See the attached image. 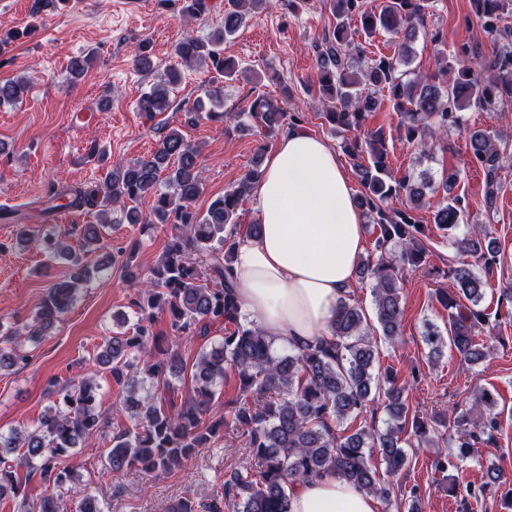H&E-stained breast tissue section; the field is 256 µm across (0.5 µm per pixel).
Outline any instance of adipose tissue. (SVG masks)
<instances>
[{
  "mask_svg": "<svg viewBox=\"0 0 512 512\" xmlns=\"http://www.w3.org/2000/svg\"><path fill=\"white\" fill-rule=\"evenodd\" d=\"M260 230L235 239L231 276L242 314L276 344L332 338L336 307L354 284L365 222L347 170L326 140L290 127L256 188ZM291 512H382L381 500L333 475L295 482Z\"/></svg>",
  "mask_w": 512,
  "mask_h": 512,
  "instance_id": "1",
  "label": "adipose tissue"
}]
</instances>
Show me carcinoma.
I'll return each instance as SVG.
<instances>
[{"instance_id":"1","label":"carcinoma","mask_w":512,"mask_h":512,"mask_svg":"<svg viewBox=\"0 0 512 512\" xmlns=\"http://www.w3.org/2000/svg\"><path fill=\"white\" fill-rule=\"evenodd\" d=\"M266 2L225 0L224 25L206 40L186 36L175 46L176 56L187 64L208 62L210 70L226 80L246 78V70L224 57V40L234 36ZM472 3L482 28L501 41L498 51L473 66L442 49L441 66L435 73L412 75L401 66L410 63L411 44L426 27L430 0H380L377 5L368 0H330L332 27L314 45L318 91L332 103L322 118L343 136V151L363 186L356 202L378 229L374 249L361 259L358 270V277L373 281L374 317L346 294L336 308L333 340L325 345L277 353L274 341L240 312L230 265L241 212L262 176V156L204 213L193 207L203 188L200 149L175 127L161 136L154 152L113 167L103 180L49 191L44 213L61 207L92 212L97 223L74 228L82 241L79 250L51 229L42 233L18 225V244L38 248L50 263L64 259L74 269L69 279L50 287L28 326V338L34 342L46 335L72 306L91 274L116 264L130 281L139 284L131 301L137 320L132 331L105 337L95 357V373H108L118 386L110 407H103L101 386L94 376L58 391L54 390L57 380L52 379L50 394H59V402L48 407L35 425L0 433V499L19 495L23 478L36 472L54 488L76 483L75 470L61 469L57 463L98 435H112L106 456L110 470L151 477L170 474L199 449L210 447L226 428L245 438L249 457L224 477L220 495L207 502L187 495L170 512H289L292 483L323 474L345 479L389 506V485L380 481L370 457L378 453L391 475L401 471L408 460L402 442L407 432L423 445L458 449L437 456L443 471L458 469V463L470 457L477 445L495 443L497 398L489 390L476 391L470 406V411L482 415L480 423H471L469 411H462L454 420L436 426L410 409L407 388L398 383L394 371L374 370L375 335L389 343L400 336L402 273L428 261L429 251L419 238L424 227L414 216L428 184L409 175L398 180L391 177L382 129L368 133L363 141L355 137L376 110L380 92L387 93L400 113V131L417 145L420 161L432 158L436 145L448 148L449 130H465L464 110L477 107L495 112L512 102V26L506 25L507 18H512V0ZM354 19L360 23L356 29L351 28ZM379 32L390 37L395 53L369 59L364 42ZM133 63L141 72L153 71L146 45L138 46ZM179 76L178 68H169L166 78L141 96L139 110L150 117L170 111V94ZM28 85L25 78L1 80L0 105L21 100ZM206 95L214 107L205 112L202 104L194 105L196 115L188 117V122L206 119L225 122L236 132L258 126L273 133L286 124L307 120L302 112L286 115L263 94L252 99L247 110L236 113L224 111L221 87L210 86ZM468 140L470 162L485 174L483 203L490 210L502 190L501 172L512 169V153L497 146L485 130H468ZM457 183L455 171L443 179V198L432 212L433 224L448 233L457 251L487 266L495 260L491 239L475 232L461 237L454 234L465 214L461 197L452 193ZM148 196L154 205L145 215L137 203ZM62 199L66 203L57 204ZM393 201L400 206H389ZM116 205L126 223L138 225L142 236H151L159 224L170 226L163 253L144 276L139 273L136 251L115 255L100 235L99 225L109 223L110 208ZM449 273L455 292L437 293L438 302L448 310V328L442 331L429 324L422 341L434 354L448 346L474 364L485 357L484 344L476 335L490 320V314L478 308L486 280L465 263L450 268ZM159 313L168 314L175 337L205 341L193 361L177 349L160 352L156 361L151 359L153 325ZM213 327L224 331V336L211 343ZM19 338L16 331L0 334V371L27 365L29 355L19 348ZM229 371L237 375L240 397L217 417L212 413L215 388ZM187 378L190 389L180 404L165 397V392L176 390L174 382ZM148 380L156 383L157 393L145 389ZM379 401L389 415L385 430L364 424L336 432V427L363 415ZM124 417L130 425L118 423Z\"/></svg>"}]
</instances>
